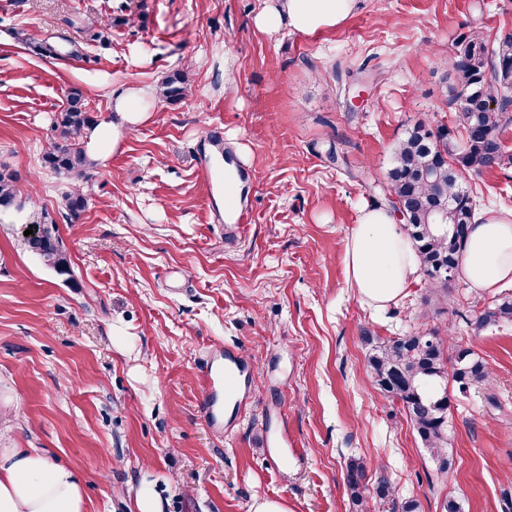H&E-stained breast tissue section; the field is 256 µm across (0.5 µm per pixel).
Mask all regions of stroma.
Here are the masks:
<instances>
[{
  "label": "stroma",
  "instance_id": "stroma-1",
  "mask_svg": "<svg viewBox=\"0 0 512 512\" xmlns=\"http://www.w3.org/2000/svg\"><path fill=\"white\" fill-rule=\"evenodd\" d=\"M271 0H0V163L38 207L66 182L41 167L50 119L81 88L100 126L118 90L142 93L140 122L96 155L87 209L58 218L72 275L24 249L23 217L0 213V448H33L83 477L88 512H132L151 481L163 512H354L348 460L386 476L420 512H512V327L469 320L487 292L426 282L376 313L350 288L346 240L407 129L455 125L448 65L469 31L512 35V0H356L347 20L306 36L259 30ZM108 18L106 43L85 44ZM84 43L45 58L30 39ZM181 71L170 103L161 79ZM363 101L351 107L355 92ZM220 130L215 144L212 130ZM241 169L247 237L226 234L207 171ZM477 212L512 210V168L466 182ZM448 327L445 354L473 348L488 377L451 393L453 466L438 474L401 404L372 382L371 347ZM236 347L250 399L214 430L199 364ZM287 421L300 459L271 450ZM158 95L171 102H177L187 96L188 90L179 72L168 74L158 86Z\"/></svg>",
  "mask_w": 512,
  "mask_h": 512
}]
</instances>
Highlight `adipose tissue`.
Returning a JSON list of instances; mask_svg holds the SVG:
<instances>
[{"mask_svg": "<svg viewBox=\"0 0 512 512\" xmlns=\"http://www.w3.org/2000/svg\"><path fill=\"white\" fill-rule=\"evenodd\" d=\"M355 0H278L255 19L266 32L281 27L313 35L339 26ZM347 282L377 308L402 300L421 279L417 252L388 211L362 210L345 246ZM460 271L470 286L512 282V210L490 211L470 225ZM0 512H87L77 471L30 448H0Z\"/></svg>", "mask_w": 512, "mask_h": 512, "instance_id": "obj_1", "label": "adipose tissue"}]
</instances>
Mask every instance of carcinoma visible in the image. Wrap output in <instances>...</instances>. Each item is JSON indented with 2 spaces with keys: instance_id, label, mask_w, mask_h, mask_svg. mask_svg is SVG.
I'll return each instance as SVG.
<instances>
[{
  "instance_id": "cac0c4a2",
  "label": "carcinoma",
  "mask_w": 512,
  "mask_h": 512,
  "mask_svg": "<svg viewBox=\"0 0 512 512\" xmlns=\"http://www.w3.org/2000/svg\"><path fill=\"white\" fill-rule=\"evenodd\" d=\"M112 21L94 20L86 29L88 42H104ZM455 76L453 101L458 116L454 127L439 125L427 129L416 125L408 130L392 152L387 171L384 198L389 207L401 202L409 212L404 232L413 240L422 273L429 285L448 291L459 270L467 243V232H454L453 224L468 225L475 207L465 184L466 176L496 168H512V151L504 135L512 125V113L503 107L502 92L512 88V36L501 39L493 49L483 33L471 31L460 41V50L451 60ZM182 75L173 72L158 86V95L177 102L187 96ZM494 102L497 110L483 104ZM97 125L87 108L83 91L71 87L62 108L51 118L50 137L41 156L43 168L72 182V189L61 197L65 217L73 221L88 206V194L81 184L89 181L95 163L84 148V134ZM438 196L454 202L457 219L441 218L431 211ZM29 198L22 197L15 172L0 164V211L23 212ZM34 235L23 238L24 247L59 275H72L71 262L48 211L34 209L26 216ZM470 325L477 332L512 325V296H501L481 310ZM442 332L438 327L412 332L381 342L368 358L373 382L388 396L402 403L407 417L425 446L437 470L446 473L453 458L448 410L451 406L448 381L462 396L482 383L489 370L483 358L469 348H460L452 357L444 354ZM365 466L350 460L344 483L358 512H372L366 497ZM373 497L390 505V512H418L414 500H400L388 478L381 475L373 486Z\"/></svg>"
}]
</instances>
